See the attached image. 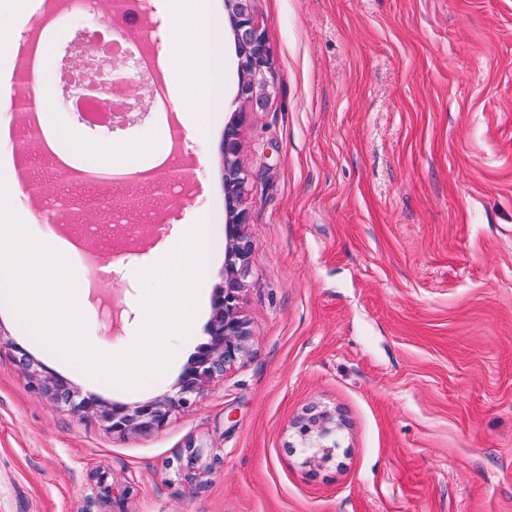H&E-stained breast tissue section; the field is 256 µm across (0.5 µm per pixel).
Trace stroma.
I'll return each mask as SVG.
<instances>
[{"label": "stroma", "mask_w": 512, "mask_h": 512, "mask_svg": "<svg viewBox=\"0 0 512 512\" xmlns=\"http://www.w3.org/2000/svg\"><path fill=\"white\" fill-rule=\"evenodd\" d=\"M274 64L247 113L254 248L240 314L243 364L166 425L117 436L58 408L16 362L105 404L168 393L90 384L28 335L0 299V512H512V0H254ZM232 35L224 94L202 143H172L169 95L137 123L54 118L88 146L157 136L158 164L190 170L173 205L151 178L65 181L69 149L45 134L12 160L46 201L77 200L72 234L109 224L106 202L153 213L144 242L88 250L113 265L82 296L88 336L118 352L140 327L137 277L200 213L224 216V124L238 106ZM313 405L342 426L307 462L296 421Z\"/></svg>", "instance_id": "stroma-1"}]
</instances>
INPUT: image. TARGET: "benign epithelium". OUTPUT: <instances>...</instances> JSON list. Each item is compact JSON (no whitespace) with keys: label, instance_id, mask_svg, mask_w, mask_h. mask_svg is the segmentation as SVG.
I'll list each match as a JSON object with an SVG mask.
<instances>
[{"label":"benign epithelium","instance_id":"benign-epithelium-1","mask_svg":"<svg viewBox=\"0 0 512 512\" xmlns=\"http://www.w3.org/2000/svg\"><path fill=\"white\" fill-rule=\"evenodd\" d=\"M238 59V100L252 111L265 107L274 72L264 32L257 23L253 0H224ZM131 63L128 57H110L95 63L87 77L71 87L64 97L72 99L107 96L120 86L131 87ZM245 111L232 113L224 126V275L213 294L209 321V342L184 368L175 384V392L140 402L134 406L100 405L80 396L60 380L46 386L59 407L74 414H97L106 429L117 435L147 432L162 427L170 412L196 404L205 384L243 362L248 356L250 332L240 316L242 292L250 274L252 241L244 232L247 212L242 208L248 174L238 158L240 126ZM306 461L327 460L336 449V431L341 428L336 413L310 408L295 424Z\"/></svg>","mask_w":512,"mask_h":512}]
</instances>
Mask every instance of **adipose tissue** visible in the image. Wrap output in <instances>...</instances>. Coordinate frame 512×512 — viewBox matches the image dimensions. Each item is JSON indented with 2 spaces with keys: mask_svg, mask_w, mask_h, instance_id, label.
Masks as SVG:
<instances>
[{
  "mask_svg": "<svg viewBox=\"0 0 512 512\" xmlns=\"http://www.w3.org/2000/svg\"><path fill=\"white\" fill-rule=\"evenodd\" d=\"M165 10L172 20L171 104L187 139L202 141L209 129L207 109L218 103L224 88V32L212 22L207 0H165ZM53 59L51 43L42 41L36 56L40 80L35 100L40 125L49 139L66 143L82 165L90 169L123 170L128 168L131 157L147 159L158 154L159 148L151 138L133 146L116 144L88 149L69 129L59 125L53 118L47 91Z\"/></svg>",
  "mask_w": 512,
  "mask_h": 512,
  "instance_id": "1",
  "label": "adipose tissue"
}]
</instances>
